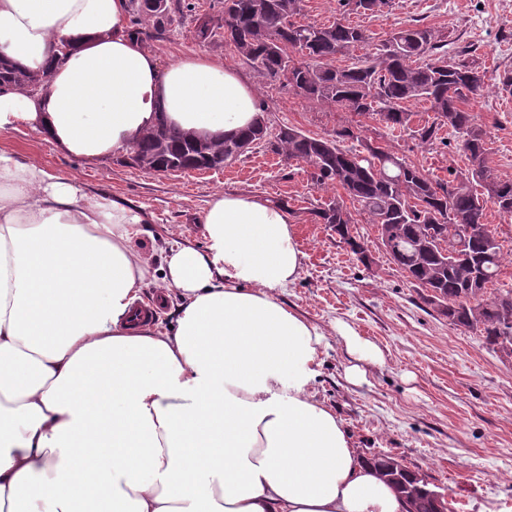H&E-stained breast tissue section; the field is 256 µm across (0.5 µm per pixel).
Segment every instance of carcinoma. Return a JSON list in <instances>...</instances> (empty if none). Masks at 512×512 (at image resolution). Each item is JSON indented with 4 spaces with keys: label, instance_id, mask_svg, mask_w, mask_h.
Returning <instances> with one entry per match:
<instances>
[{
    "label": "carcinoma",
    "instance_id": "obj_1",
    "mask_svg": "<svg viewBox=\"0 0 512 512\" xmlns=\"http://www.w3.org/2000/svg\"><path fill=\"white\" fill-rule=\"evenodd\" d=\"M303 2L220 0V18L212 22L208 35L198 37L207 43L224 42L261 75L306 100L359 116L375 115L389 133L407 132L421 145H434L446 126L457 134L455 149L467 161L465 169L453 172L448 181L433 179L351 127L314 137L294 126L260 130L254 124L232 137H195L161 120L132 151L146 168L157 172L217 170L242 156L239 145L259 142L287 161L304 164L314 187L344 191L321 203L313 215L317 223L336 230L339 242L362 264H367L368 255L351 234L354 219L349 205H357L373 224L395 225L392 255L410 283L420 288L413 241L425 225H436V234L447 236L429 258L445 269L438 287L442 315L449 325L478 333L495 350L504 338H512V286L499 282L500 244L469 235L467 228L485 223L489 203L512 217V178H501L487 166L488 133L463 104L493 79L501 90L512 91V71L492 76L474 59L440 53L438 35L418 25L394 30L376 54L338 67L333 65L337 56L364 48L372 40L368 30L352 24L348 16L376 14L391 0H339L340 18L329 25L296 21ZM127 12L129 32L144 48L185 17L194 25L199 20L186 0H167L165 10L147 6V0H127ZM50 73L48 68L25 70L0 57V85L28 94L45 90ZM417 101L430 104L435 121L413 124L414 113L407 104ZM369 462L392 476L393 487L410 502L411 512H433L432 483L392 454H376Z\"/></svg>",
    "mask_w": 512,
    "mask_h": 512
}]
</instances>
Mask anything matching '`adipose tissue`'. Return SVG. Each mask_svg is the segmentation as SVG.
Masks as SVG:
<instances>
[{
    "label": "adipose tissue",
    "instance_id": "obj_1",
    "mask_svg": "<svg viewBox=\"0 0 512 512\" xmlns=\"http://www.w3.org/2000/svg\"><path fill=\"white\" fill-rule=\"evenodd\" d=\"M126 4L0 0V53L52 69L38 97L0 89L1 131L94 162L162 112L210 136L250 126L237 70L194 52L161 65L127 35ZM141 221L0 150V512H407L312 389L325 335L279 299L305 257L287 207L215 194L205 249L170 243L159 267L133 244ZM150 285L182 291L171 332L129 322ZM338 335L351 384L384 365L350 325ZM104 447L149 452L147 478Z\"/></svg>",
    "mask_w": 512,
    "mask_h": 512
}]
</instances>
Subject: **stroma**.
<instances>
[{"instance_id": "35a3bbf8", "label": "stroma", "mask_w": 512, "mask_h": 512, "mask_svg": "<svg viewBox=\"0 0 512 512\" xmlns=\"http://www.w3.org/2000/svg\"><path fill=\"white\" fill-rule=\"evenodd\" d=\"M349 20L377 41L403 26H427L448 52L473 51L496 74L512 70V0H394L392 8ZM151 51L163 65L201 52L234 67L254 86L270 125L293 126L311 136L358 125L364 137L422 166L434 179H447L449 169L466 165L453 149L387 135L374 118L302 99L223 43H200L191 23L169 27ZM467 107L489 134L488 166L512 178V105L492 85ZM0 148L51 173L77 176L90 192L108 194L138 212L143 222L135 244L148 253L172 241L204 248L201 221L215 193L256 194L285 203L305 259L298 280L281 299L327 336L314 383L318 399L342 419L363 457L389 453L402 459L446 493L455 512H479L484 506L512 512V362L488 349L481 336L450 326L427 302L426 290L410 284L390 261L366 216H356L353 229L372 265L363 266L338 246L329 227L314 223L311 215L334 191L314 188L304 165L258 146L218 171L147 174L113 156L96 162L71 158L29 127L0 130ZM340 321L385 356L384 366L371 368L359 385L344 379L347 356L335 330Z\"/></svg>"}]
</instances>
